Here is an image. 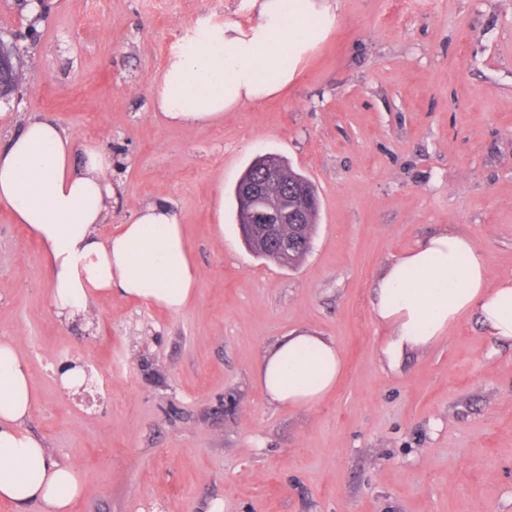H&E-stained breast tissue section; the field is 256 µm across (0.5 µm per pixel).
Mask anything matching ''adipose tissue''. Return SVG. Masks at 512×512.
<instances>
[{
  "mask_svg": "<svg viewBox=\"0 0 512 512\" xmlns=\"http://www.w3.org/2000/svg\"><path fill=\"white\" fill-rule=\"evenodd\" d=\"M249 30L228 22L200 26L154 78L153 105L174 124L205 123L275 95L301 56L333 21L312 0H254ZM117 190L112 153L77 144L54 122L30 119L0 146V207L42 245L54 312L88 319L95 296L131 299L180 314L200 280L178 214L168 205L141 208L103 234ZM389 331L382 353L397 363L410 349L434 344L464 315L477 314L490 336L512 342V277L490 276L485 253L468 235L442 232L383 270L372 300ZM343 366L333 342L309 331L282 337L258 362L255 377L275 403L305 407L336 385ZM35 396L27 362L0 341V500L40 512H69L83 477L53 462L43 442L22 428Z\"/></svg>",
  "mask_w": 512,
  "mask_h": 512,
  "instance_id": "1",
  "label": "adipose tissue"
}]
</instances>
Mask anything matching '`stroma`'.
<instances>
[{
    "label": "stroma",
    "mask_w": 512,
    "mask_h": 512,
    "mask_svg": "<svg viewBox=\"0 0 512 512\" xmlns=\"http://www.w3.org/2000/svg\"><path fill=\"white\" fill-rule=\"evenodd\" d=\"M329 0L328 34L288 87L202 125L153 110V79L191 25L256 21L251 0H0V38L36 24L20 104L0 128L58 124L112 153L106 223L165 203L200 269L181 314L103 297L63 323L39 243L0 209V340L30 368L24 428L77 468L71 512H512V342L467 315L390 366L372 311L384 266L444 230L512 277V0ZM273 153L320 208L293 268L258 258L233 189ZM332 340L317 404L269 401L254 367L288 333ZM92 371L95 398L54 366Z\"/></svg>",
    "instance_id": "1"
}]
</instances>
